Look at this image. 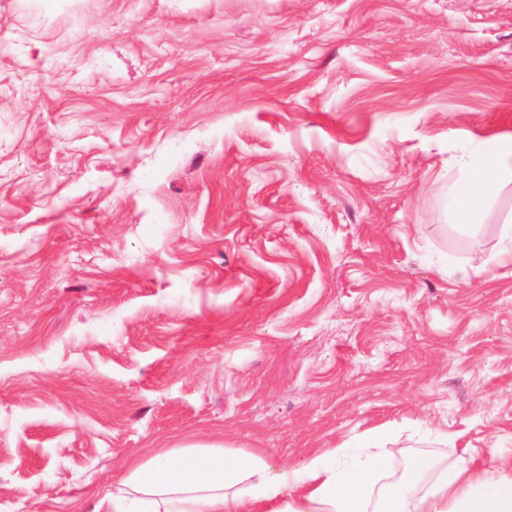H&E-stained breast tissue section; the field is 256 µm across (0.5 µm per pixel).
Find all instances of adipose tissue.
I'll return each mask as SVG.
<instances>
[{
	"label": "adipose tissue",
	"mask_w": 512,
	"mask_h": 512,
	"mask_svg": "<svg viewBox=\"0 0 512 512\" xmlns=\"http://www.w3.org/2000/svg\"><path fill=\"white\" fill-rule=\"evenodd\" d=\"M509 185L512 135L472 140L448 173L450 221L482 223L494 192ZM381 443L367 433L280 473L251 451L163 448L129 462L102 501L112 512H512V459L462 458L416 496L380 485L389 468Z\"/></svg>",
	"instance_id": "obj_1"
}]
</instances>
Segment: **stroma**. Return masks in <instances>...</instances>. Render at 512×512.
Segmentation results:
<instances>
[{
	"instance_id": "obj_1",
	"label": "stroma",
	"mask_w": 512,
	"mask_h": 512,
	"mask_svg": "<svg viewBox=\"0 0 512 512\" xmlns=\"http://www.w3.org/2000/svg\"><path fill=\"white\" fill-rule=\"evenodd\" d=\"M510 133L512 0H0V512L159 448L512 456V187L444 209ZM509 185L512 135L472 140L448 172V218L454 224H482L494 192Z\"/></svg>"
}]
</instances>
